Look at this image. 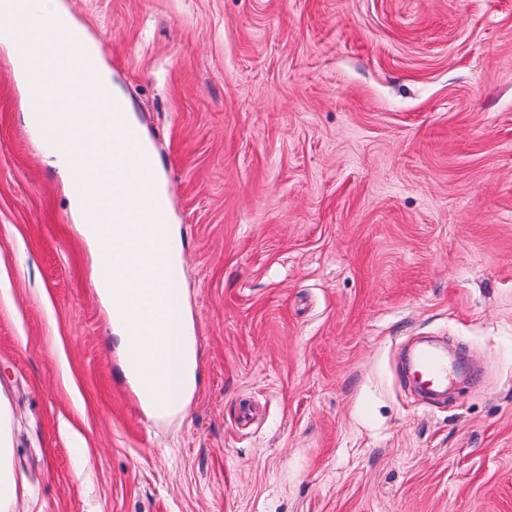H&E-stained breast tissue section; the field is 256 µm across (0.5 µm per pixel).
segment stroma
Returning a JSON list of instances; mask_svg holds the SVG:
<instances>
[{"label": "stroma", "instance_id": "obj_1", "mask_svg": "<svg viewBox=\"0 0 512 512\" xmlns=\"http://www.w3.org/2000/svg\"><path fill=\"white\" fill-rule=\"evenodd\" d=\"M56 3L155 147L200 361L170 414L127 393L0 43L8 512H512V0ZM416 366L423 379L431 384V390L446 387L452 381L447 356L442 353L422 351L417 357Z\"/></svg>", "mask_w": 512, "mask_h": 512}]
</instances>
